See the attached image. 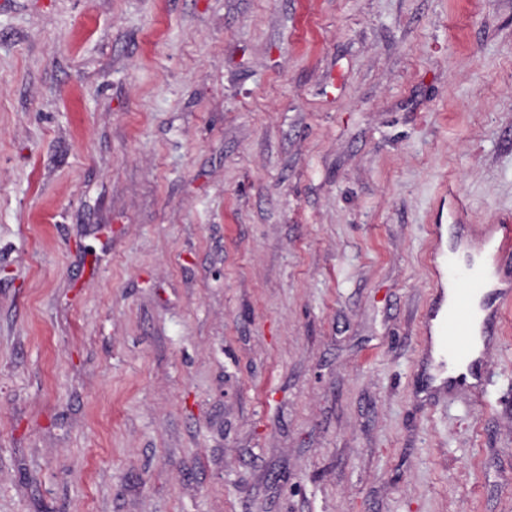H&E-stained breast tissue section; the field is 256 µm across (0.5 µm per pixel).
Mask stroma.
Returning a JSON list of instances; mask_svg holds the SVG:
<instances>
[{"mask_svg":"<svg viewBox=\"0 0 512 512\" xmlns=\"http://www.w3.org/2000/svg\"><path fill=\"white\" fill-rule=\"evenodd\" d=\"M512 0H0V512H512ZM490 242L500 262L497 270V276H500L497 287L498 296L503 301L510 302L512 300V224L510 222L495 224L491 231ZM482 288V284L477 277L470 280L466 288L459 289V296L456 306L440 325V331L447 339L448 336H467L471 325V311L468 305L469 295Z\"/></svg>","mask_w":512,"mask_h":512,"instance_id":"1","label":"stroma"}]
</instances>
